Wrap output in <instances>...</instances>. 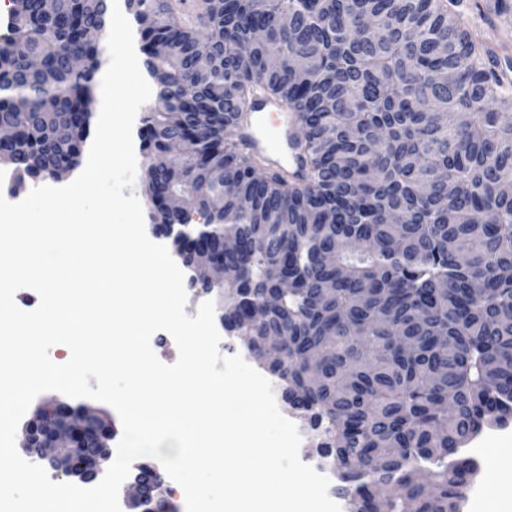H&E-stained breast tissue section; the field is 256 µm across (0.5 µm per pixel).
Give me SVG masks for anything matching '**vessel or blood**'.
Instances as JSON below:
<instances>
[{
  "label": "vessel or blood",
  "mask_w": 512,
  "mask_h": 512,
  "mask_svg": "<svg viewBox=\"0 0 512 512\" xmlns=\"http://www.w3.org/2000/svg\"><path fill=\"white\" fill-rule=\"evenodd\" d=\"M249 111L248 123L239 130L249 148L264 157L271 168H298V160L290 145L293 113L274 99L258 100L251 104Z\"/></svg>",
  "instance_id": "vessel-or-blood-1"
}]
</instances>
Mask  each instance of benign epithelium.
Wrapping results in <instances>:
<instances>
[{
	"mask_svg": "<svg viewBox=\"0 0 512 512\" xmlns=\"http://www.w3.org/2000/svg\"><path fill=\"white\" fill-rule=\"evenodd\" d=\"M190 271L207 266L209 280L204 289L224 285L233 271L222 261L180 256ZM112 430L99 410L87 405L71 406L47 401L27 421L20 444L32 463L46 465L56 477L76 478L83 483L105 474L112 456ZM170 492L162 477L144 481L133 475L126 489L128 505L140 512H169Z\"/></svg>",
	"mask_w": 512,
	"mask_h": 512,
	"instance_id": "benign-epithelium-1",
	"label": "benign epithelium"
}]
</instances>
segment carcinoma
<instances>
[{
	"label": "carcinoma",
	"instance_id": "obj_1",
	"mask_svg": "<svg viewBox=\"0 0 512 512\" xmlns=\"http://www.w3.org/2000/svg\"><path fill=\"white\" fill-rule=\"evenodd\" d=\"M0 37V150L20 180L83 157L107 0H12ZM461 0H130L161 74L142 149L157 223L204 219L194 251L238 265L224 329L252 338L283 403L325 428L349 512H459L484 425L512 418V91ZM512 17V0H485ZM204 26V36L196 27ZM249 45L250 69L236 52ZM294 113L301 174L238 130Z\"/></svg>",
	"mask_w": 512,
	"mask_h": 512
}]
</instances>
